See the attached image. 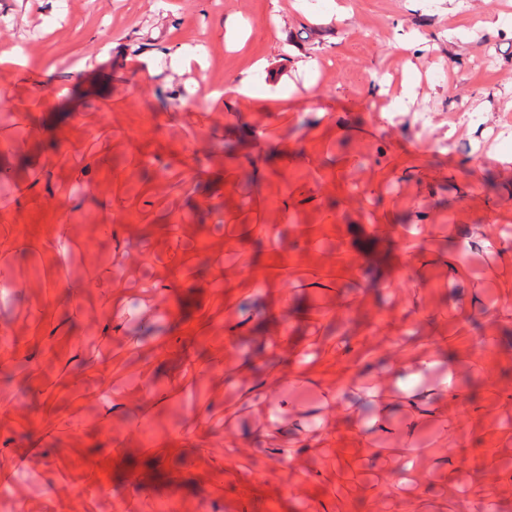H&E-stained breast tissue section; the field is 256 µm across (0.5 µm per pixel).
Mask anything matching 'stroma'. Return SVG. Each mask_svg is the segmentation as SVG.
<instances>
[{"mask_svg":"<svg viewBox=\"0 0 512 512\" xmlns=\"http://www.w3.org/2000/svg\"><path fill=\"white\" fill-rule=\"evenodd\" d=\"M19 45L0 512H512V0H0ZM453 361L452 355L448 352H444L437 346L429 345L420 347L412 356L405 359L401 368L408 378L418 380L438 364L447 362L448 368L452 367ZM402 391L401 398L417 411V415L407 425L406 435L411 437L419 424L424 422L429 416L435 415L436 410H431L430 407L427 406L426 394L428 392L418 393L417 390ZM418 405L423 406V408H419Z\"/></svg>","mask_w":512,"mask_h":512,"instance_id":"obj_1","label":"stroma"}]
</instances>
